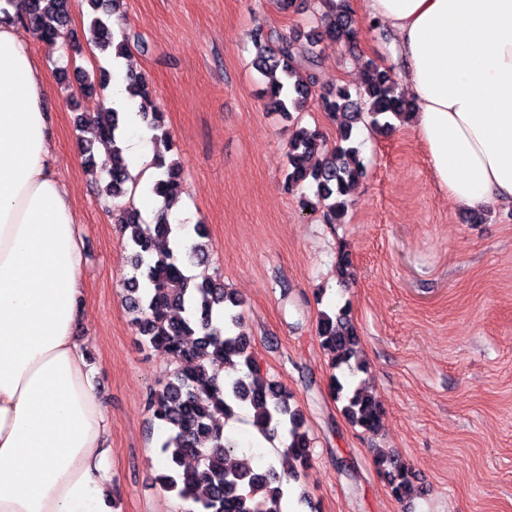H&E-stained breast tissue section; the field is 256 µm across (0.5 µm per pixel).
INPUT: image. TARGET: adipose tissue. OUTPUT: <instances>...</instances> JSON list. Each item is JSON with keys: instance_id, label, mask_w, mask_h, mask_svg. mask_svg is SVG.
Instances as JSON below:
<instances>
[{"instance_id": "obj_1", "label": "adipose tissue", "mask_w": 512, "mask_h": 512, "mask_svg": "<svg viewBox=\"0 0 512 512\" xmlns=\"http://www.w3.org/2000/svg\"><path fill=\"white\" fill-rule=\"evenodd\" d=\"M390 27L417 135L456 202L512 206V0H363ZM126 114V155L151 145ZM45 74L14 18L0 14V512H112L110 421L76 338L83 241L54 169Z\"/></svg>"}]
</instances>
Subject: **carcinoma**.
Masks as SVG:
<instances>
[{
    "mask_svg": "<svg viewBox=\"0 0 512 512\" xmlns=\"http://www.w3.org/2000/svg\"><path fill=\"white\" fill-rule=\"evenodd\" d=\"M322 2L330 17L322 29H298L283 35L257 27L251 32L253 42L261 48L255 65L270 75L264 90L269 112L304 110L312 95L314 72L321 65L316 47L323 38L354 45L357 30L349 0ZM16 19L48 45L61 40L79 43L70 29L69 0H24ZM87 32L86 45L101 53L113 50L118 58L125 55L126 39H117L110 15L93 17ZM110 78L106 69L100 70L96 81L85 73L81 91L89 94L97 84L105 88ZM126 81L141 121L152 131L154 166L159 170L152 192L162 199L157 223L140 224L136 209L123 202L128 196L129 172L121 147L122 113L101 105L93 113L77 115L76 124L92 125L96 140L108 146L107 181L102 193L112 200L117 223L128 233L133 275L125 291L134 313L133 325L141 343L163 348L175 364L160 387L146 398L153 420L165 428L159 454L166 468L159 476L160 485L184 501H193L198 512H281L284 476L297 475L298 467L310 460L305 416L291 406L286 389L264 376L249 338L241 332L242 302L224 288L223 282L185 273L183 258L198 266L209 260L205 225L195 226L199 241L188 251L181 253L168 246L174 226L167 215L181 200L182 166L174 158L167 159L173 142L147 80L132 74ZM320 107L336 125V143L328 148L318 129L297 126L288 141L286 181L291 191L306 186L313 189V196H299L302 208H321L327 223L343 224L351 189L366 172L353 139L357 124L386 133L393 127L392 120L409 117L415 105L397 91L387 70L369 61L363 69L361 87L353 90L340 85L320 97ZM319 149L323 158L312 167L310 157ZM351 267L348 250H341L336 258L340 281L350 278ZM317 335L322 348L332 355L334 369H345L351 376L363 370L362 365L351 363L356 358L358 334L347 308L321 313ZM218 360L240 367L243 375L219 383L218 375L209 371ZM331 390L336 400L344 402L342 411L352 424L371 434L378 432L382 410L372 393L360 386H346L336 376ZM242 408L253 411L255 425L269 437L286 439L280 463L271 461L257 467L246 449L224 435V421ZM376 465L395 497L412 494L407 468L384 456Z\"/></svg>",
    "mask_w": 512,
    "mask_h": 512,
    "instance_id": "1",
    "label": "carcinoma"
}]
</instances>
